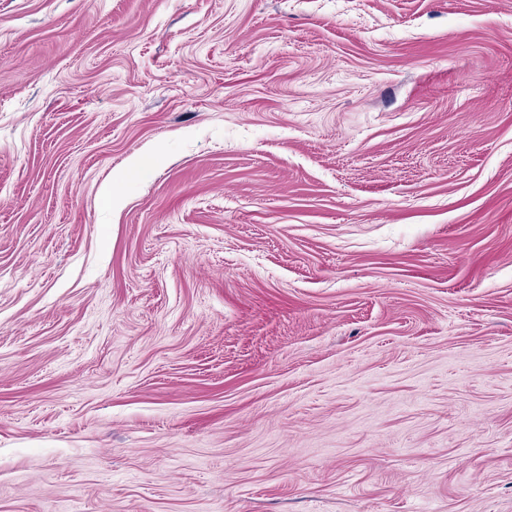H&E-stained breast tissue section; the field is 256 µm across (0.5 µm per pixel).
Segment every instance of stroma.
<instances>
[{
	"mask_svg": "<svg viewBox=\"0 0 512 512\" xmlns=\"http://www.w3.org/2000/svg\"><path fill=\"white\" fill-rule=\"evenodd\" d=\"M0 512H512V0H0Z\"/></svg>",
	"mask_w": 512,
	"mask_h": 512,
	"instance_id": "1",
	"label": "stroma"
}]
</instances>
